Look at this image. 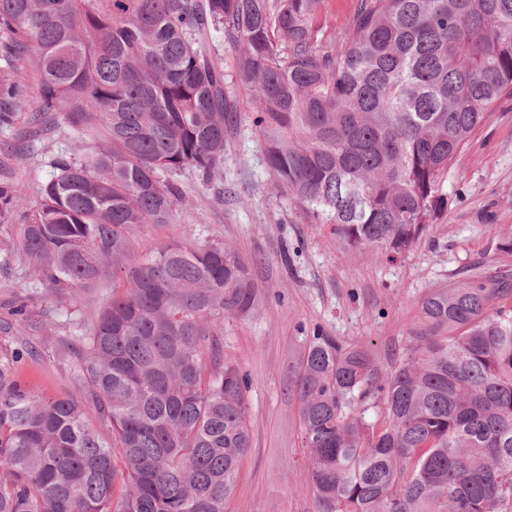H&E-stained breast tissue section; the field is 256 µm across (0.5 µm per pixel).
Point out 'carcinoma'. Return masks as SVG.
Here are the masks:
<instances>
[{"label": "carcinoma", "mask_w": 512, "mask_h": 512, "mask_svg": "<svg viewBox=\"0 0 512 512\" xmlns=\"http://www.w3.org/2000/svg\"><path fill=\"white\" fill-rule=\"evenodd\" d=\"M320 3L0 0V47L42 76L33 120L105 131L93 154L49 159L33 209L0 181V226H18L50 293L121 287L58 344L80 398L31 394L27 343L0 353V512H224L250 448V379L212 341L257 290L220 242L136 257L129 236L173 221L172 176L217 174L238 113L344 245L398 254L444 207L440 176L512 96V0H361L331 46L312 35ZM213 30L245 98L224 91ZM22 100L1 74L0 128ZM421 320L430 335L385 371L361 345L309 337L295 394L318 512H512V280L438 288Z\"/></svg>", "instance_id": "cac0c4a2"}]
</instances>
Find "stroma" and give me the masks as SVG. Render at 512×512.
<instances>
[{
    "instance_id": "1",
    "label": "stroma",
    "mask_w": 512,
    "mask_h": 512,
    "mask_svg": "<svg viewBox=\"0 0 512 512\" xmlns=\"http://www.w3.org/2000/svg\"><path fill=\"white\" fill-rule=\"evenodd\" d=\"M358 7L359 0H322L315 39L343 41ZM16 112L15 128L0 130V179L31 207L50 176L48 158L79 146L91 151L95 141L32 122L25 107ZM176 182L186 202L174 223L139 228L130 237L132 252L143 257L165 242L219 241L237 251L257 288L255 310L225 319L217 333L225 360L251 380V447L224 512H317L291 393L306 339L318 329L364 345L386 369L423 332L420 311L429 294L478 274L512 273V255L499 249L512 241V98L486 113L441 177L444 208L391 260L377 248L342 246L330 225L310 223L279 187L249 114L238 115L229 130L217 176L206 182L186 171ZM111 292L107 283L60 299L36 285L28 260L0 265V349L14 348L40 324L53 328L52 340L40 342L38 356L18 368L35 395L70 394L56 342L76 335L86 308ZM20 305L21 318L13 314Z\"/></svg>"
}]
</instances>
